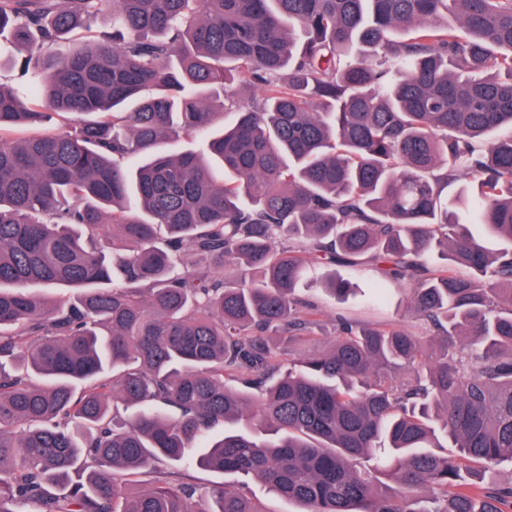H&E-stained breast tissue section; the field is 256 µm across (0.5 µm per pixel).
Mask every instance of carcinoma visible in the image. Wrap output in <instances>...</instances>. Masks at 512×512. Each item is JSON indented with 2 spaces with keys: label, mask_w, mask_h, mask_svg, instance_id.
<instances>
[{
  "label": "carcinoma",
  "mask_w": 512,
  "mask_h": 512,
  "mask_svg": "<svg viewBox=\"0 0 512 512\" xmlns=\"http://www.w3.org/2000/svg\"><path fill=\"white\" fill-rule=\"evenodd\" d=\"M2 48L0 512H512V0H0ZM382 281L433 340L288 358L297 288ZM248 484L250 496L259 502L263 509L269 512H293L297 509L295 504H289L288 501L270 492L262 482L251 479Z\"/></svg>",
  "instance_id": "carcinoma-1"
}]
</instances>
